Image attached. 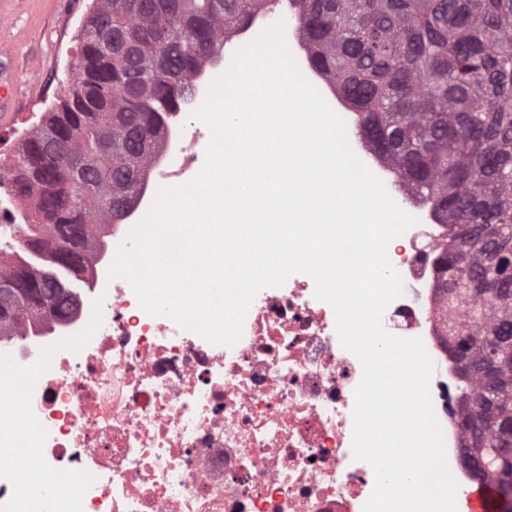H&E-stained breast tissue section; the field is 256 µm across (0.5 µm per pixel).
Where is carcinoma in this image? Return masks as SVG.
<instances>
[{
	"label": "carcinoma",
	"mask_w": 512,
	"mask_h": 512,
	"mask_svg": "<svg viewBox=\"0 0 512 512\" xmlns=\"http://www.w3.org/2000/svg\"><path fill=\"white\" fill-rule=\"evenodd\" d=\"M269 0H94L90 14L112 39V58L80 35L75 81L44 124L61 127L59 160L43 179L52 190L24 206L22 249L39 263L80 266L118 223L153 160L167 115L177 111L202 59L224 46ZM315 69L361 115L360 135L402 189L450 225L437 262L451 289L448 335L458 374L478 391L464 410L481 476L503 499L512 475V382L493 387L491 343L512 337V0H292ZM93 96L90 117L79 101ZM82 155L93 178L77 187L62 159ZM59 217L68 245H43ZM36 264L0 252V279L29 288V303L0 311V331L31 329ZM69 288L51 297L54 318L72 310Z\"/></svg>",
	"instance_id": "carcinoma-1"
}]
</instances>
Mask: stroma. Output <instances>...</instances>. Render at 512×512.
Here are the masks:
<instances>
[{
  "instance_id": "stroma-1",
  "label": "stroma",
  "mask_w": 512,
  "mask_h": 512,
  "mask_svg": "<svg viewBox=\"0 0 512 512\" xmlns=\"http://www.w3.org/2000/svg\"><path fill=\"white\" fill-rule=\"evenodd\" d=\"M93 0H0V43L13 55L0 58V84L12 87L0 113L15 116L0 125V166H8L21 139L36 131L46 112L66 99L80 52L79 34Z\"/></svg>"
}]
</instances>
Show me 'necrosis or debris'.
<instances>
[{
    "label": "necrosis or debris",
    "instance_id": "1",
    "mask_svg": "<svg viewBox=\"0 0 512 512\" xmlns=\"http://www.w3.org/2000/svg\"><path fill=\"white\" fill-rule=\"evenodd\" d=\"M221 63L207 59L184 107L169 114L165 144L136 206L113 225V244L149 210L157 187L200 171L210 136L191 114ZM447 245V226L421 207L387 248L412 290L383 319L390 334L421 339L441 363L429 392L462 499L475 479L451 338L436 317L444 298L436 260ZM114 258L97 256L90 275L100 287L76 294L71 316L0 344L16 371L32 376L19 392L0 393L21 409L17 418L0 411V512H32L50 475L78 488L53 498L52 512H363L375 486L373 468L352 450L363 368L341 346L313 279L297 273L261 290L240 340L213 345L146 313L125 279L103 283Z\"/></svg>",
    "mask_w": 512,
    "mask_h": 512
}]
</instances>
